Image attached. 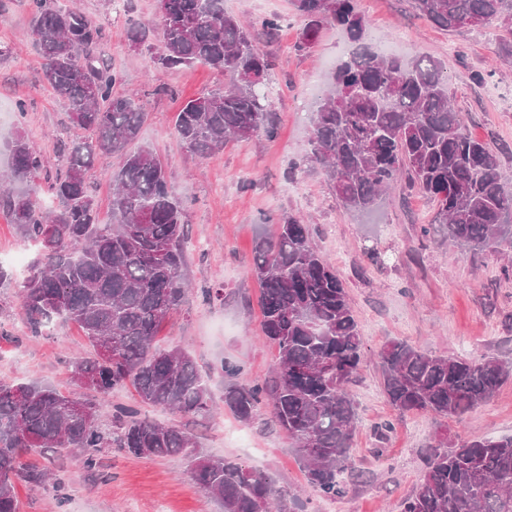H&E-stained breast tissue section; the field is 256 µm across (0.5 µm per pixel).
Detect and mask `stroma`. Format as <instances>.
<instances>
[{
  "label": "stroma",
  "instance_id": "35a3bbf8",
  "mask_svg": "<svg viewBox=\"0 0 512 512\" xmlns=\"http://www.w3.org/2000/svg\"><path fill=\"white\" fill-rule=\"evenodd\" d=\"M0 15V174L8 170L4 149L16 131H24L40 151L44 169L31 188L45 208L58 201L49 178L58 164L59 140L71 126L62 100L41 82L42 60L29 36L23 0H4ZM99 21L105 37L97 53L100 65L121 76L117 92L134 93L146 114L139 142L166 162L175 194L187 207L186 277L189 291L182 307L164 322L157 337L163 349L179 347L211 373L213 418L192 421L139 401L133 387L113 393L100 411L110 421L112 407L137 409L142 417L185 429L200 451L232 457L272 477L277 488L295 495L305 512H400L401 502L416 490L437 423L426 413L397 415L378 370V354L389 342L405 340L440 355L493 356L512 365V276L503 266L512 251L471 254L423 238L434 207L418 193L384 194L371 214L343 208L315 163L290 169L292 159L308 148L312 112L320 86L347 49L342 33L325 26L317 41L298 50L305 23L292 0H224L233 16L278 14L274 37L253 28L255 47L272 62L265 92L278 125L273 139L258 136L228 141L209 158L187 152L174 132L182 104L229 85L223 70L203 65L168 70L154 51L133 47L127 17L156 32V0H63ZM370 24V39L403 42L407 49L438 60L448 72L449 91L463 112L469 131L495 150L499 171L512 182V61L499 58V32L471 27L449 32L422 17L413 0H356ZM25 111H18V103ZM300 218L325 259L340 273L363 336L365 359L350 391L357 405L353 469L343 479L347 494L316 497L296 449L271 420L258 411L240 421L224 403L234 383L267 379L277 351L262 341L260 288L250 272L255 244L269 234L270 219ZM392 254L384 266L370 262V248ZM38 262L37 247L18 235L0 209V264L12 281L0 284V382L44 381L63 393L83 396L74 384L70 362L92 347L75 324L57 323L51 335H31L18 316L20 289ZM218 290L204 300L203 289ZM238 366L236 375L221 374L223 363ZM393 420L387 439L374 428ZM449 435L499 439L512 436V378L468 412L449 421ZM98 470L87 471L80 457L27 456L37 470L55 473L64 486L57 501L50 484L15 482L21 512H223L194 482L184 456L135 457L117 449L103 451Z\"/></svg>",
  "mask_w": 512,
  "mask_h": 512
}]
</instances>
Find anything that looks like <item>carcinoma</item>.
I'll use <instances>...</instances> for the list:
<instances>
[{
    "mask_svg": "<svg viewBox=\"0 0 512 512\" xmlns=\"http://www.w3.org/2000/svg\"><path fill=\"white\" fill-rule=\"evenodd\" d=\"M25 2L43 60L42 82L66 102L70 123L84 135L62 143L63 165L50 183L59 208L48 211L20 189L0 198L11 224L41 255L22 286L19 316L34 336L59 321L74 322L93 352L71 361L74 382L86 390L80 399L50 384L0 383V512H20L15 480L46 481V473L23 462L30 452L76 450L91 470L106 448L175 456L196 447L188 432L141 418L132 408H115L111 423H103L101 407L128 383L143 403L190 419L210 413L207 381L193 358L182 349L155 347L159 327L185 298L186 206L173 194L158 155L146 146L130 148L145 112L133 97L114 93L118 73L97 65L101 26L59 0ZM156 2L158 64L208 65L233 78L229 89L183 104L175 121L181 144L206 158L230 138H275L277 124L257 94L270 61L250 41L249 28L258 25L273 35L280 17L245 23L224 12V0ZM293 2L306 21L303 45H311L328 23L354 44L336 63L313 111L303 155L324 169L337 202L367 213L387 190H414L435 205L423 234L473 253L512 249V184L502 178L490 144L469 132L451 103L441 63L374 50L369 23L353 0ZM414 4L448 31L496 25L500 51L512 58V0ZM148 39L149 31L130 21L132 45L151 50ZM7 150L6 182L20 184L41 171V154L24 133ZM101 156L118 160L109 224L100 222L86 179ZM251 272L261 289L262 333L278 350L277 364L261 383L227 388L224 403L245 422L259 404L269 405L297 449L310 488L340 498L357 420L349 387L364 358L343 281L309 225L292 215L257 242ZM378 358L385 394L401 414L459 420L512 376V368L495 357L433 355L406 341L388 343ZM70 401L85 404L90 415L69 416ZM190 473L224 512H258L261 502L265 512L297 507L268 475L232 458L196 451ZM401 512H512V437L450 439L447 428L440 429Z\"/></svg>",
    "mask_w": 512,
    "mask_h": 512,
    "instance_id": "obj_1",
    "label": "carcinoma"
}]
</instances>
